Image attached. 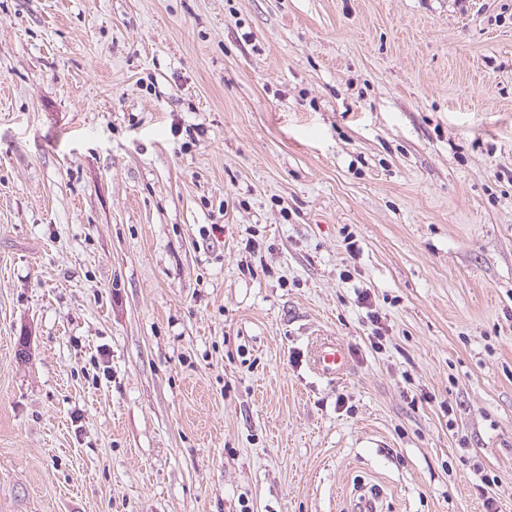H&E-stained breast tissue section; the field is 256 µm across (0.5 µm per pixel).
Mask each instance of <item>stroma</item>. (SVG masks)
<instances>
[{"mask_svg":"<svg viewBox=\"0 0 512 512\" xmlns=\"http://www.w3.org/2000/svg\"><path fill=\"white\" fill-rule=\"evenodd\" d=\"M485 474L512 512V0H0V512ZM311 358L314 369L326 378L342 376L348 365L342 347L334 340L316 343L313 346Z\"/></svg>","mask_w":512,"mask_h":512,"instance_id":"35a3bbf8","label":"stroma"}]
</instances>
